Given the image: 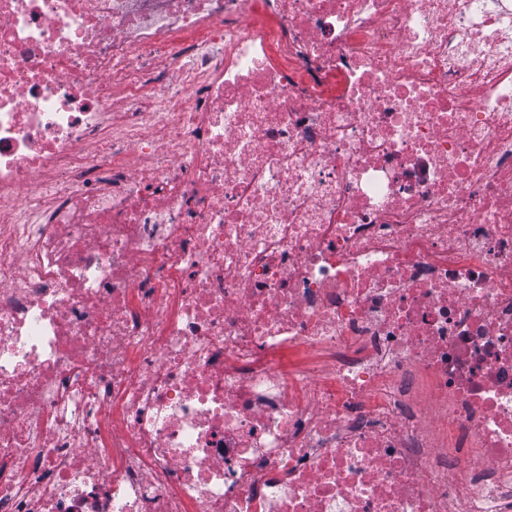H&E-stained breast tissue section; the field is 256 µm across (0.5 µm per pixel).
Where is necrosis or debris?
Returning <instances> with one entry per match:
<instances>
[{
	"instance_id": "obj_1",
	"label": "necrosis or debris",
	"mask_w": 512,
	"mask_h": 512,
	"mask_svg": "<svg viewBox=\"0 0 512 512\" xmlns=\"http://www.w3.org/2000/svg\"><path fill=\"white\" fill-rule=\"evenodd\" d=\"M0 512H512V0H0Z\"/></svg>"
}]
</instances>
